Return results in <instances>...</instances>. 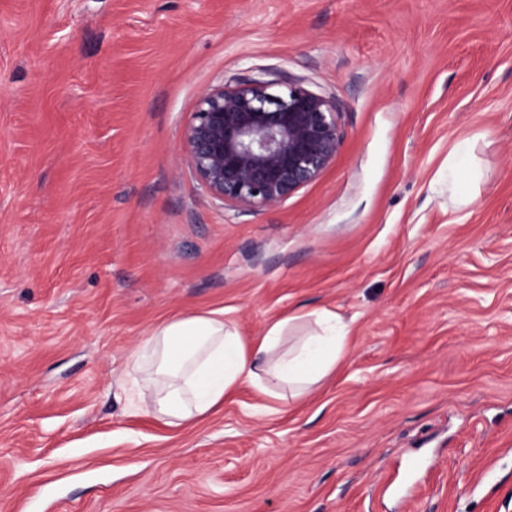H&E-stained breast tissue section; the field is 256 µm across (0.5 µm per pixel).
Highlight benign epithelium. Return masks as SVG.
Segmentation results:
<instances>
[{"instance_id":"1","label":"benign epithelium","mask_w":512,"mask_h":512,"mask_svg":"<svg viewBox=\"0 0 512 512\" xmlns=\"http://www.w3.org/2000/svg\"><path fill=\"white\" fill-rule=\"evenodd\" d=\"M342 142L336 108L303 87L258 78L201 92L182 137L189 165L217 199L273 208L315 180Z\"/></svg>"}]
</instances>
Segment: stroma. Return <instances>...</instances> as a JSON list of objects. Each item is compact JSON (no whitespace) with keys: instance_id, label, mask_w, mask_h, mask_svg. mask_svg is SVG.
<instances>
[{"instance_id":"1","label":"stroma","mask_w":512,"mask_h":512,"mask_svg":"<svg viewBox=\"0 0 512 512\" xmlns=\"http://www.w3.org/2000/svg\"><path fill=\"white\" fill-rule=\"evenodd\" d=\"M254 77L328 99L342 133L273 208L212 198L182 147L203 90ZM321 307L351 336L304 399L134 408L159 322L221 309L249 341ZM414 494L512 512V0H0V512Z\"/></svg>"}]
</instances>
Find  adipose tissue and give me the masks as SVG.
<instances>
[{"label":"adipose tissue","instance_id":"obj_1","mask_svg":"<svg viewBox=\"0 0 512 512\" xmlns=\"http://www.w3.org/2000/svg\"><path fill=\"white\" fill-rule=\"evenodd\" d=\"M309 318L311 328L285 351L280 345L291 325L287 318L250 341L220 311L156 326L130 355L133 368L146 374L135 393L138 408L178 425L209 415L247 381L263 394L272 380L286 386L291 399H301L333 371L350 331L349 323L325 309Z\"/></svg>","mask_w":512,"mask_h":512}]
</instances>
